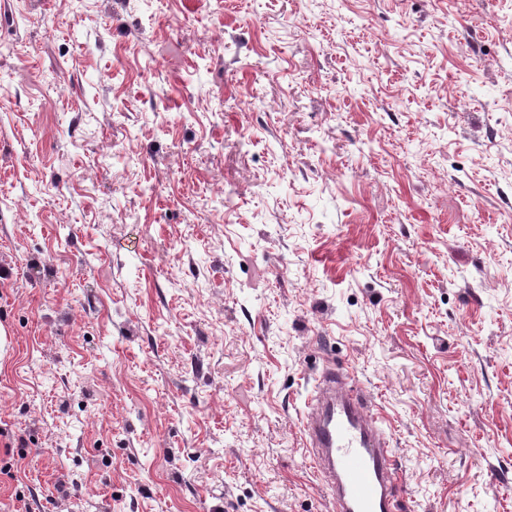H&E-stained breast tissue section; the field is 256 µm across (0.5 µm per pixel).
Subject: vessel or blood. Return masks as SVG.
Segmentation results:
<instances>
[{"instance_id": "b4317fda", "label": "vessel or blood", "mask_w": 512, "mask_h": 512, "mask_svg": "<svg viewBox=\"0 0 512 512\" xmlns=\"http://www.w3.org/2000/svg\"><path fill=\"white\" fill-rule=\"evenodd\" d=\"M302 435L336 512H396L398 472L389 436L348 370L333 364L322 370L308 398Z\"/></svg>"}]
</instances>
